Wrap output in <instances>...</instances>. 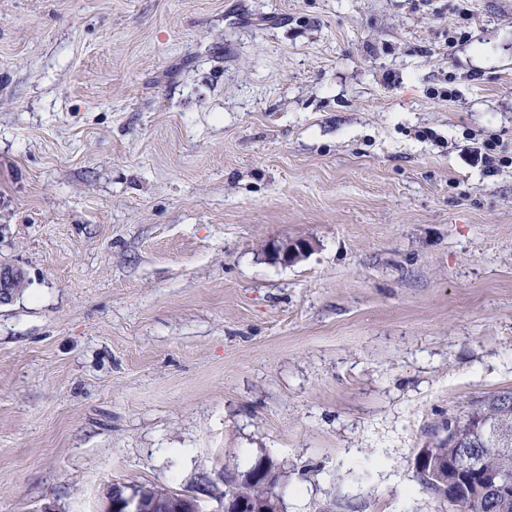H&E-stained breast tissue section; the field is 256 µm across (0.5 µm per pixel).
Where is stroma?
<instances>
[{
	"label": "stroma",
	"mask_w": 512,
	"mask_h": 512,
	"mask_svg": "<svg viewBox=\"0 0 512 512\" xmlns=\"http://www.w3.org/2000/svg\"><path fill=\"white\" fill-rule=\"evenodd\" d=\"M512 0H0V512H443L512 388ZM303 237L306 257L268 246ZM21 271L9 264H0V304L9 300L10 288H12ZM24 279H18L14 285L17 292H21L24 288ZM267 462L273 465L272 461L259 460L247 471L226 474L224 476V495L233 494L244 498H263L270 493L279 492L278 485H267L262 479V471ZM274 466V465H273ZM229 512H282V500L278 495H271L258 501L234 499L226 507Z\"/></svg>",
	"instance_id": "obj_1"
}]
</instances>
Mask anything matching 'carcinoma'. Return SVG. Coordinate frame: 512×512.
I'll return each instance as SVG.
<instances>
[{
  "label": "carcinoma",
  "instance_id": "obj_1",
  "mask_svg": "<svg viewBox=\"0 0 512 512\" xmlns=\"http://www.w3.org/2000/svg\"><path fill=\"white\" fill-rule=\"evenodd\" d=\"M433 458L459 463L477 452L479 467L488 477L512 478V390L497 391L479 400L464 418L457 436L436 440L429 448ZM266 462L260 460L246 471L224 475V493L244 498H263L278 491L262 479ZM422 489L448 504V512H512V496L488 502L476 496L474 477L464 470L453 474L446 485L433 467L417 473Z\"/></svg>",
  "mask_w": 512,
  "mask_h": 512
}]
</instances>
